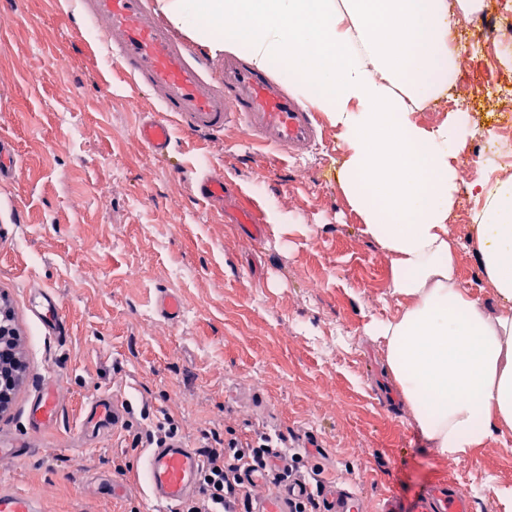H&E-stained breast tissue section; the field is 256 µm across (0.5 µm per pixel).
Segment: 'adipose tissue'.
I'll return each mask as SVG.
<instances>
[{"label":"adipose tissue","mask_w":512,"mask_h":512,"mask_svg":"<svg viewBox=\"0 0 512 512\" xmlns=\"http://www.w3.org/2000/svg\"><path fill=\"white\" fill-rule=\"evenodd\" d=\"M172 31L212 55L232 51L287 76L339 138L337 185L389 262L387 294L402 307L365 331L415 426L445 459L512 433V174L468 186L471 242L494 305L460 279L449 219L455 160L472 134L463 113L433 124L456 84L454 12L482 0H155Z\"/></svg>","instance_id":"adipose-tissue-1"}]
</instances>
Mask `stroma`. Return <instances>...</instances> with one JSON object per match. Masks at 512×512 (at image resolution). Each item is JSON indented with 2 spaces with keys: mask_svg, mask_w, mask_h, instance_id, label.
Instances as JSON below:
<instances>
[{
  "mask_svg": "<svg viewBox=\"0 0 512 512\" xmlns=\"http://www.w3.org/2000/svg\"><path fill=\"white\" fill-rule=\"evenodd\" d=\"M454 38L456 83L474 94L470 174H486L489 157L506 173L495 135L507 115L476 92L512 74L498 67L495 35H480L472 18H459ZM475 41L485 48L478 59L466 54ZM156 111L74 0H0V137L19 164L16 179L0 183V226L12 228L0 235V295L26 367L0 413V441L27 451L0 458V485L45 512H158L135 481L140 417L114 435L83 429L89 398L116 388L170 413L198 445L215 428L248 436L271 425L314 443L326 476L370 508L390 494L406 506L451 482L471 494L474 512H498L499 490L512 486V436L462 460L439 458L384 375L381 345L364 333L367 316L391 318L399 306L385 293V257L336 190L335 129L324 126L319 148L297 160L256 148L236 127L217 138L176 135L156 157L132 130L136 114ZM202 165L263 210L259 241L199 197ZM474 205L459 191L451 221L460 277L487 300L467 247ZM32 288L57 294L65 336L40 335L22 304ZM170 288L187 307L177 323L155 313ZM48 381L63 384L61 414L35 438L29 407ZM113 480L126 486L117 498Z\"/></svg>",
  "mask_w": 512,
  "mask_h": 512,
  "instance_id": "1",
  "label": "stroma"
}]
</instances>
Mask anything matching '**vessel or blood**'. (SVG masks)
<instances>
[{"label": "vessel or blood", "instance_id": "obj_1", "mask_svg": "<svg viewBox=\"0 0 512 512\" xmlns=\"http://www.w3.org/2000/svg\"><path fill=\"white\" fill-rule=\"evenodd\" d=\"M80 14L101 32L107 51L123 74L148 91L165 120L141 122L136 136L158 156L165 155L174 131L190 135L219 136L230 126L243 128L251 141L286 158L309 152L321 135L314 114L280 79L255 70L234 54L209 63L175 40L155 17L149 0H76ZM200 195L220 209H232L235 223L251 237L260 238L254 210L214 169L197 177ZM26 312L53 336L66 332L61 304L52 289L33 288L27 294ZM156 311L169 322L185 311L182 298L161 292ZM56 387L40 388L29 418L34 427L54 421L59 412ZM128 394H97L87 403L88 426L93 431L124 429L132 412ZM266 468L242 470L239 480L250 491V512H292L293 503L316 495L321 512H366L357 491L336 481L291 467L289 451L272 448ZM206 465L200 446L178 437H160L145 448L140 473L147 501L162 512H179L198 499L199 477ZM0 512H38L35 502L19 491L0 490ZM412 512H473L467 493L452 485H434L416 497Z\"/></svg>", "mask_w": 512, "mask_h": 512}]
</instances>
